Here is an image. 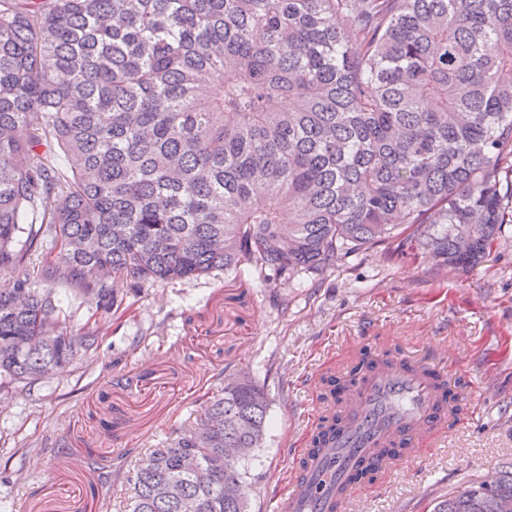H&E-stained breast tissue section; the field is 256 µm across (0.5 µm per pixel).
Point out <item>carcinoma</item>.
Returning a JSON list of instances; mask_svg holds the SVG:
<instances>
[{
	"instance_id": "obj_1",
	"label": "carcinoma",
	"mask_w": 512,
	"mask_h": 512,
	"mask_svg": "<svg viewBox=\"0 0 512 512\" xmlns=\"http://www.w3.org/2000/svg\"><path fill=\"white\" fill-rule=\"evenodd\" d=\"M512 224V0H0V375L90 348L158 280L283 277L404 237L472 267ZM248 376L137 464L131 512H247ZM247 448L224 462V449ZM512 471L433 512H497ZM55 297L59 300L63 315L67 318V323L74 330L84 326L94 325L95 320H100V313L95 312V304L91 300L82 296L73 288L64 286L54 287Z\"/></svg>"
}]
</instances>
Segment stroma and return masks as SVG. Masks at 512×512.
Listing matches in <instances>:
<instances>
[{"mask_svg":"<svg viewBox=\"0 0 512 512\" xmlns=\"http://www.w3.org/2000/svg\"><path fill=\"white\" fill-rule=\"evenodd\" d=\"M350 341L425 360L472 412L350 512H433L512 468L511 233L473 268L378 247L288 281L216 270L128 292L90 350L38 378L0 380V512H123L138 457L195 425L202 396L241 372L270 401L243 492L249 512H271L322 400L311 376L325 364L344 377Z\"/></svg>","mask_w":512,"mask_h":512,"instance_id":"stroma-1","label":"stroma"}]
</instances>
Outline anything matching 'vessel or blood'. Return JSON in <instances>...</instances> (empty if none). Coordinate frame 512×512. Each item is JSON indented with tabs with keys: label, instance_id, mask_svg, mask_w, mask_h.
I'll return each mask as SVG.
<instances>
[{
	"label": "vessel or blood",
	"instance_id": "b4317fda",
	"mask_svg": "<svg viewBox=\"0 0 512 512\" xmlns=\"http://www.w3.org/2000/svg\"><path fill=\"white\" fill-rule=\"evenodd\" d=\"M447 379L436 368L395 358L365 372L351 386L343 407L325 403L307 431L308 446L293 454L286 492L273 512H348L360 486V469L386 476L402 468L408 454L459 414ZM345 419L327 428L336 412Z\"/></svg>",
	"mask_w": 512,
	"mask_h": 512
}]
</instances>
